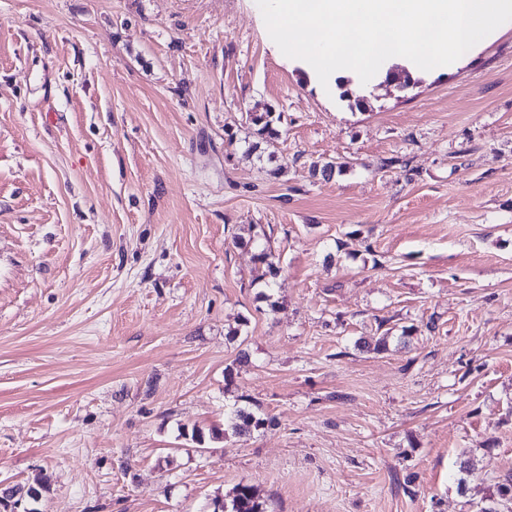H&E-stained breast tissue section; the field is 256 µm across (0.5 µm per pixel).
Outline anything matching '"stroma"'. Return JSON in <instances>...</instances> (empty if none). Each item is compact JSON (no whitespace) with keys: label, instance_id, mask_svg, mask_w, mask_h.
Wrapping results in <instances>:
<instances>
[{"label":"stroma","instance_id":"stroma-1","mask_svg":"<svg viewBox=\"0 0 512 512\" xmlns=\"http://www.w3.org/2000/svg\"><path fill=\"white\" fill-rule=\"evenodd\" d=\"M411 79L320 84L256 0H0V481L50 484L23 512L498 508L512 22ZM239 406L273 426L224 432ZM273 114L272 109L266 108L263 112H251L249 113V120L254 126L255 134L262 140L261 142L268 143L269 140L275 138L278 135V131L273 128ZM261 142H256L251 146L252 151L260 149ZM231 509L227 512H264L256 491L251 485H241L236 488Z\"/></svg>","mask_w":512,"mask_h":512}]
</instances>
